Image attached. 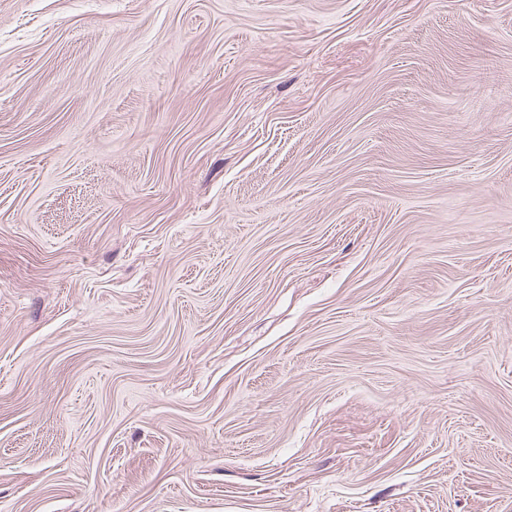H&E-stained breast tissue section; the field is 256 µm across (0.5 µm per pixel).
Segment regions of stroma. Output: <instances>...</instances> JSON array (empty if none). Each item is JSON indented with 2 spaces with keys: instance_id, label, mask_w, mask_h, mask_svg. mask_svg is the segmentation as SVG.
<instances>
[{
  "instance_id": "35a3bbf8",
  "label": "stroma",
  "mask_w": 512,
  "mask_h": 512,
  "mask_svg": "<svg viewBox=\"0 0 512 512\" xmlns=\"http://www.w3.org/2000/svg\"><path fill=\"white\" fill-rule=\"evenodd\" d=\"M0 512H512V0H0Z\"/></svg>"
}]
</instances>
